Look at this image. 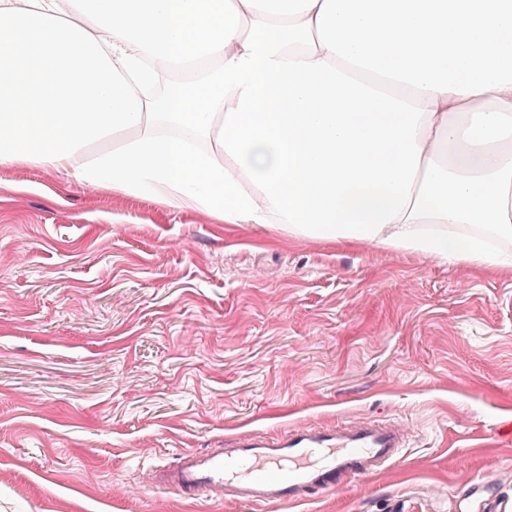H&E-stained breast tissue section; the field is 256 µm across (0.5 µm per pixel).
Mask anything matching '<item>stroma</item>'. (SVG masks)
I'll return each mask as SVG.
<instances>
[{
	"mask_svg": "<svg viewBox=\"0 0 512 512\" xmlns=\"http://www.w3.org/2000/svg\"><path fill=\"white\" fill-rule=\"evenodd\" d=\"M409 426L312 501L187 500L148 471L257 429ZM512 276L221 224L0 167V512H452L512 498ZM456 503L455 510L459 512L512 511V501L499 495L497 481L491 475H481L470 480Z\"/></svg>",
	"mask_w": 512,
	"mask_h": 512,
	"instance_id": "obj_1",
	"label": "stroma"
}]
</instances>
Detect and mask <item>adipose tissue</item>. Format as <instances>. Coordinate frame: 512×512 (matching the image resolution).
<instances>
[{
    "label": "adipose tissue",
    "instance_id": "ef3b65f1",
    "mask_svg": "<svg viewBox=\"0 0 512 512\" xmlns=\"http://www.w3.org/2000/svg\"><path fill=\"white\" fill-rule=\"evenodd\" d=\"M179 66L201 79L159 97ZM19 162L512 274V0H0Z\"/></svg>",
    "mask_w": 512,
    "mask_h": 512
}]
</instances>
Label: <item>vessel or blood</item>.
<instances>
[{
  "mask_svg": "<svg viewBox=\"0 0 512 512\" xmlns=\"http://www.w3.org/2000/svg\"><path fill=\"white\" fill-rule=\"evenodd\" d=\"M407 434L403 422L369 419L324 429L294 427L280 436L257 430L225 448L182 450L174 463L157 465L152 480L192 499L299 504L394 464ZM457 509L512 512V501L499 495L492 476L481 475L467 483Z\"/></svg>",
  "mask_w": 512,
  "mask_h": 512,
  "instance_id": "obj_1",
  "label": "vessel or blood"
}]
</instances>
